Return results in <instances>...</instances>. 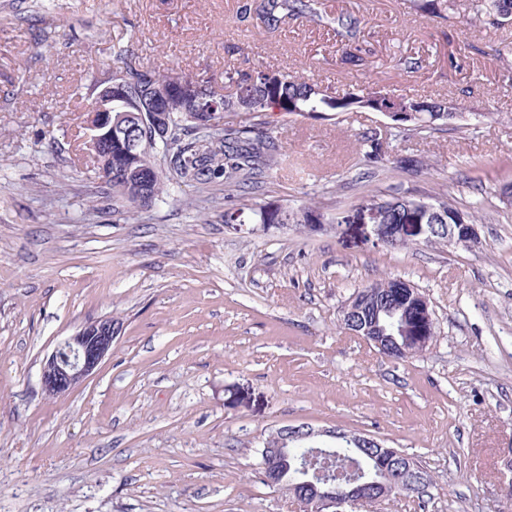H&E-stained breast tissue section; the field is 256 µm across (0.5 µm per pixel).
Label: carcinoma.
<instances>
[{
    "label": "carcinoma",
    "mask_w": 512,
    "mask_h": 512,
    "mask_svg": "<svg viewBox=\"0 0 512 512\" xmlns=\"http://www.w3.org/2000/svg\"><path fill=\"white\" fill-rule=\"evenodd\" d=\"M416 12L432 17H447L448 9L454 7L452 0H409ZM487 5L475 6V17H485L484 23L499 27L493 21L498 8H512V0H486ZM259 10L277 22L281 19L306 15L319 22L324 20L319 0H265L261 4L254 0H241L238 12L245 17ZM117 66L112 68V87L118 96L112 99L115 112L136 111L139 93L149 87L163 89L182 77L176 94H164L159 108L173 115V133L170 142L159 146L145 159H138L117 145H112V181L107 183L112 192V200L119 203L139 205L141 201L127 195L123 188L124 171L146 164L153 169L154 198L162 193L163 179L175 182L211 183L219 178L224 187L248 189L256 184L257 176L267 169L285 161L286 154L273 136L276 128L274 115L310 117L316 114H342L345 112H383L394 110L405 112L409 118H390L392 129L399 133L415 134L448 130V113L444 112V102L432 98H409L403 95L391 96L381 90L348 89L342 92L329 86L310 83L297 75L260 65L251 71L236 70L224 72V88L216 87V81L198 79L182 72L160 74L143 66L133 46L120 48L115 52ZM221 105L224 113L220 125L208 126L194 120V113L212 111L211 104ZM244 114L245 122L236 123L234 118ZM166 162V168L156 163V156ZM433 205L440 215L424 222L432 221L435 227L430 231L431 240H445L448 233L444 225L455 223L454 215L458 208L445 200H437ZM261 224H313L317 221L316 211L307 205L293 210L280 205L264 206L252 210ZM410 219L404 204L395 202V197L384 199L383 210L379 212L377 223L393 226ZM376 299L364 305L363 317L387 327L397 319L403 322L405 335L397 337L405 351L395 357H412L423 350V339H433L436 326L431 307L415 298L409 290L395 291L389 280L374 283ZM306 449L291 444L287 448L288 470L284 474L283 487L299 482L294 468L295 460L301 458ZM378 458L390 472L401 469L400 460L392 453V448H372L366 460ZM339 495L359 501L358 509L349 512H372L375 507L373 492L359 491L352 485H338Z\"/></svg>",
    "instance_id": "1"
}]
</instances>
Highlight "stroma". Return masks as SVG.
<instances>
[{
    "label": "stroma",
    "instance_id": "35a3bbf8",
    "mask_svg": "<svg viewBox=\"0 0 512 512\" xmlns=\"http://www.w3.org/2000/svg\"><path fill=\"white\" fill-rule=\"evenodd\" d=\"M322 2L359 20L362 67L341 65L332 28L246 19L237 0H0V512H295L258 463L268 435L300 423L421 461L426 496L387 512H507L512 24L485 29L471 0L444 19L407 0ZM127 44L163 74L271 65L339 90L445 98L468 118L399 136L378 112L279 118L288 160L252 199L314 206V224L225 223L240 200L220 183L121 206L69 143L86 86ZM402 55L419 70H397ZM368 136L382 159L418 167L364 165ZM386 191L447 194L477 242L418 234L386 248L373 219ZM388 276L424 293L436 322L428 349L400 361L339 328L353 293ZM105 316L122 326L111 355L68 396L45 397L44 358Z\"/></svg>",
    "mask_w": 512,
    "mask_h": 512
}]
</instances>
